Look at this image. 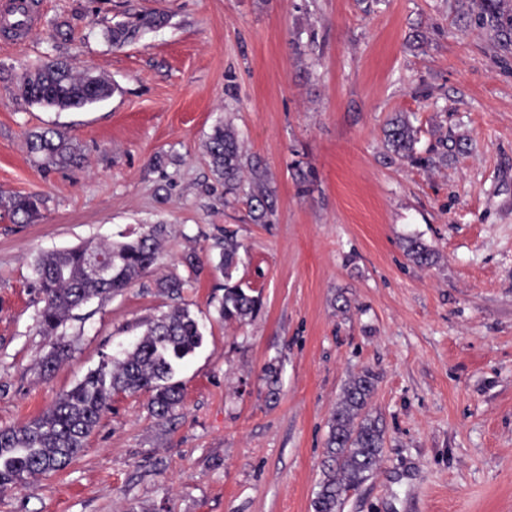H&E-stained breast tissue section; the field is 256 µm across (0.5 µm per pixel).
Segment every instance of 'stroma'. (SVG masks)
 Listing matches in <instances>:
<instances>
[{
	"mask_svg": "<svg viewBox=\"0 0 512 512\" xmlns=\"http://www.w3.org/2000/svg\"><path fill=\"white\" fill-rule=\"evenodd\" d=\"M466 3L38 0L29 37L0 38V194L43 200L31 224L0 207V428L174 306L204 334L170 421L156 422L148 394L114 395L83 452L1 492L0 512H312L331 413L365 369L384 460L341 512H512V46L470 25ZM149 12L164 24L112 46L107 30ZM48 59L97 75L111 97L63 111L19 98ZM398 112L419 152L447 160L390 161L383 127ZM220 121L268 172L269 223L210 171ZM46 128L79 144V165L41 168L27 137ZM154 225L157 264L75 310L70 355L44 374L34 259ZM228 228L233 278L262 298L241 324L213 300ZM410 238L431 264L410 261ZM171 275L187 282L177 299L156 286Z\"/></svg>",
	"mask_w": 512,
	"mask_h": 512,
	"instance_id": "1",
	"label": "stroma"
}]
</instances>
